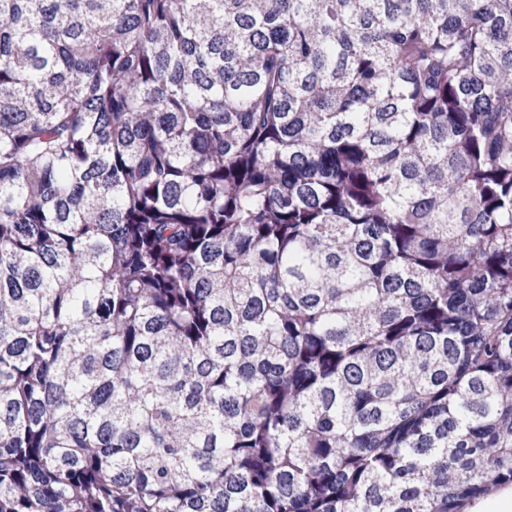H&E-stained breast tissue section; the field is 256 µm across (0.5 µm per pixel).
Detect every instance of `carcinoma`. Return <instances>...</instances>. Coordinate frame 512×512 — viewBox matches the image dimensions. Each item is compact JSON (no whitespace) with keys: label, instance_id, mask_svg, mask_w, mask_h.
Masks as SVG:
<instances>
[{"label":"carcinoma","instance_id":"obj_1","mask_svg":"<svg viewBox=\"0 0 512 512\" xmlns=\"http://www.w3.org/2000/svg\"><path fill=\"white\" fill-rule=\"evenodd\" d=\"M505 484L512 0H0V512Z\"/></svg>","mask_w":512,"mask_h":512}]
</instances>
